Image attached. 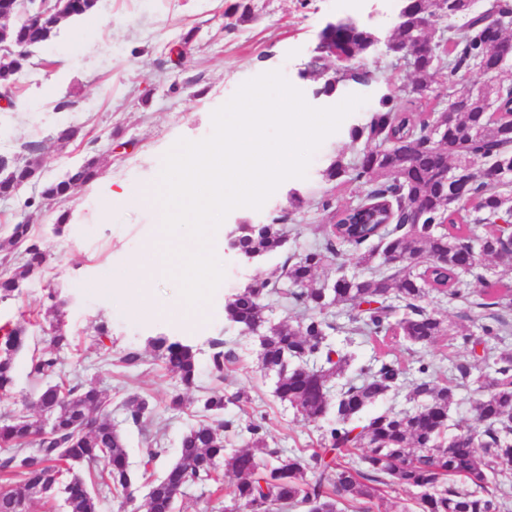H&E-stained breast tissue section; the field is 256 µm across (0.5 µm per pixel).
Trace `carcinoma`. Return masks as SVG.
Listing matches in <instances>:
<instances>
[{
	"mask_svg": "<svg viewBox=\"0 0 512 512\" xmlns=\"http://www.w3.org/2000/svg\"><path fill=\"white\" fill-rule=\"evenodd\" d=\"M494 0H403L392 33L404 50L420 37L432 39V49L413 58L412 79L398 93L383 94L365 123L351 137L364 143L346 163L338 155L325 170L329 181L342 176L366 188L355 204L319 201L328 224L320 241L302 252L285 255L280 278L255 279L224 301V317L243 337L257 338L256 359L261 371L274 378V397L309 421L328 419L320 449L287 452L269 447L264 426L221 420L229 404L244 393L224 394V370L236 360L221 337L209 340L208 368L215 386L200 399L203 418L181 440L179 454L151 486L140 505L142 512H175L174 490L192 489L220 499L224 490L219 471L237 476L229 495L240 512H374L388 491L413 492L414 512H500L495 495L503 467L512 466V285L489 280L473 263L477 250L472 224L498 218L512 221L505 204L512 200V181H485L478 162L500 158L512 162V94L508 82L488 86L499 98L501 115L487 110L483 98H469L466 112L448 129L444 145L432 137L436 102L468 98L458 86L464 69H494V46L512 38V27L489 31L483 24ZM21 53L0 61V94L15 104L17 75L30 65L23 50L43 43L47 30L21 22L10 27ZM324 46L336 51L342 77L328 74L315 95L331 96L339 86H369L376 72L358 62L374 46V34L346 17L323 31ZM443 78L435 86L436 78ZM464 166L462 199L477 203L467 210L445 196L448 170ZM97 159L89 157L70 168L43 191L47 198L75 194L97 179ZM420 203L414 209V203ZM289 213L269 224H242L236 229L239 251L247 262L285 251ZM22 249V271L0 277V301L21 294V282L50 262L49 250L31 235V225L15 224L0 249ZM356 254L363 271L329 288L316 279L328 262L344 266L342 258ZM468 274L479 281L478 306L490 310L480 325L481 337L452 325L429 311L426 295L434 291L450 301L472 303L460 288ZM275 296L294 311L293 320L271 322L266 315ZM347 321L339 322L340 316ZM50 349L32 354L28 377L37 384L36 415L17 410L0 416V512H29L37 488L54 487L46 497H63L67 512H100L103 487L130 497L129 451L124 436L112 425L110 400L71 371L62 353L73 339L52 324ZM344 334L343 346L335 335ZM455 334L463 344L483 346L481 363L455 365L454 379L418 360L415 377L398 360L373 355L358 363L355 337L395 336L425 350L443 336ZM27 323L18 322L0 334V395L13 393L15 361L29 347ZM148 345L157 359L187 389L196 386L197 349L166 335L152 336ZM113 362L126 371L144 362L141 351L124 347ZM477 385L480 396L470 402L472 421L448 425L455 390ZM405 393L408 408H392L368 417L365 411ZM124 422L141 428L151 419L154 405L140 395L123 402ZM52 430L39 437L45 421ZM248 434L245 446L233 439Z\"/></svg>",
	"mask_w": 512,
	"mask_h": 512,
	"instance_id": "1",
	"label": "carcinoma"
}]
</instances>
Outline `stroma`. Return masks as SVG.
<instances>
[{"label": "stroma", "instance_id": "1", "mask_svg": "<svg viewBox=\"0 0 512 512\" xmlns=\"http://www.w3.org/2000/svg\"><path fill=\"white\" fill-rule=\"evenodd\" d=\"M239 4L246 6V15L235 13ZM401 6V0H98L91 17L74 28L61 26L57 37L33 50L30 66L17 81L16 107L0 102V156H13L22 143L35 141L41 158L37 178L15 197L0 199V241L29 212L32 235L52 254L44 272L24 280L18 299L0 303V326L18 322L21 313L34 314L39 325L30 331L32 344L42 349L45 327L62 316L65 330L75 339L65 354L68 365L77 367L85 383L111 399L112 420L120 424L129 447L132 499L127 502L122 495L101 489V512H137L149 482L176 459L192 414L200 408L199 399L212 385L203 365L195 388L181 390L178 378L155 359L149 337L165 334L203 350L210 338L224 337L239 357L225 376L224 390L248 394L228 406L225 418L261 422L269 444L287 450L315 447L321 433L318 423L296 415L274 397L273 383L260 371L253 354L255 338L240 336L224 317L225 297L251 279L277 278L282 255L248 263L227 244L218 245L225 278L204 304L201 321L191 327L180 316L183 299L178 283L158 272L152 300L170 314L155 317L146 308L116 300L110 279L113 271L149 245L159 214L144 207L105 215L104 202L117 186L136 193L156 182L165 154L178 139L207 138L213 111L229 101L241 84L278 70L311 106H334L350 95L363 96L366 102L313 154L305 178L284 181L261 209L232 210L224 229L268 224L285 211L289 250L314 245L326 222L317 207L319 199L326 196L344 204L363 195L359 184L326 180L324 170L336 155L347 160L356 155L360 145L352 141L351 128L366 121L379 93L408 83L411 75L404 67L391 65L378 49L364 59L378 73L377 88L347 85L328 98L315 96L316 81L302 77L301 71L313 57L318 34L327 22L351 16L384 39L391 34ZM183 41L188 44L185 58L180 65L168 64L170 47ZM52 76L57 79L56 92L43 95L41 88ZM63 99L71 100V107L58 109ZM66 123L81 126L84 140H57L56 129ZM89 156L98 159L96 181L63 201L42 197L45 184L62 179L71 166ZM294 192L303 199L296 209L289 204ZM28 200L33 203L29 210L24 207ZM62 218L67 221L64 231L55 233ZM52 290L66 301L58 315L47 298ZM103 322L115 348L142 350L144 363L139 369L125 372L106 363L107 353L96 342L97 327ZM381 349L410 367L421 356L437 365L471 358L457 336L444 337L423 355L400 339L386 340ZM178 390L185 393L187 411L164 410V402ZM131 394L145 396L160 407L145 429L123 424L120 405ZM156 442L165 453L150 469H143L144 450Z\"/></svg>", "mask_w": 512, "mask_h": 512}]
</instances>
